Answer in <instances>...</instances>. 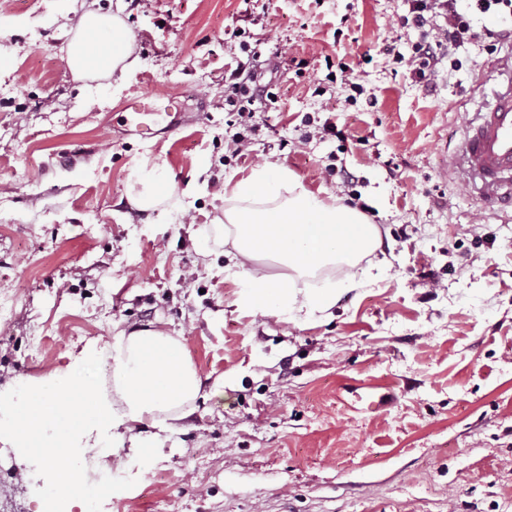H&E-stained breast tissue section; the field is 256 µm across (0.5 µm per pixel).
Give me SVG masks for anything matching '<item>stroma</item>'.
I'll list each match as a JSON object with an SVG mask.
<instances>
[{"label": "stroma", "mask_w": 512, "mask_h": 512, "mask_svg": "<svg viewBox=\"0 0 512 512\" xmlns=\"http://www.w3.org/2000/svg\"><path fill=\"white\" fill-rule=\"evenodd\" d=\"M90 11L124 21L133 67L73 75ZM407 13L405 0H0V398L142 328L182 337L202 378L178 431L142 427L151 464L113 429L108 512H512V208L482 206L448 170L495 85L478 74L512 43L473 14L478 38L426 88L404 62L424 38ZM246 44L271 97L235 154L224 70ZM143 95L151 138L124 126ZM266 159L365 204L381 239L364 287H343L338 266L298 279L340 291L295 322L242 306L224 272V181ZM142 164L164 168L167 207L133 205ZM28 461L1 433L9 512L46 496V460L12 480Z\"/></svg>", "instance_id": "stroma-1"}]
</instances>
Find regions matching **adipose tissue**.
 Here are the masks:
<instances>
[{"label": "adipose tissue", "instance_id": "1", "mask_svg": "<svg viewBox=\"0 0 512 512\" xmlns=\"http://www.w3.org/2000/svg\"><path fill=\"white\" fill-rule=\"evenodd\" d=\"M131 55L132 39L122 19L89 12L66 62L76 76H100L125 65ZM129 182L140 209H156L170 196L160 166L135 169ZM224 192V222L233 245L229 260L245 307L281 316L326 311L336 303L335 286L303 296L291 278L336 264L356 267L378 246V229L362 211L322 197L277 162L265 161L225 183ZM263 251L289 270L290 278L276 280L252 269ZM107 355L112 359L111 391L100 390L75 367L28 383L27 399L11 406L8 431L20 436L31 454L58 466L48 490L54 512H71L75 499L104 493L64 464L83 436L102 435L119 425L132 431L147 421L175 431L200 396V375L180 337L157 329L121 332Z\"/></svg>", "mask_w": 512, "mask_h": 512}]
</instances>
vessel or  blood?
Wrapping results in <instances>:
<instances>
[{
	"label": "vessel or blood",
	"instance_id": "1",
	"mask_svg": "<svg viewBox=\"0 0 512 512\" xmlns=\"http://www.w3.org/2000/svg\"><path fill=\"white\" fill-rule=\"evenodd\" d=\"M500 81L451 154L458 181L488 206L512 201V53L497 58Z\"/></svg>",
	"mask_w": 512,
	"mask_h": 512
}]
</instances>
